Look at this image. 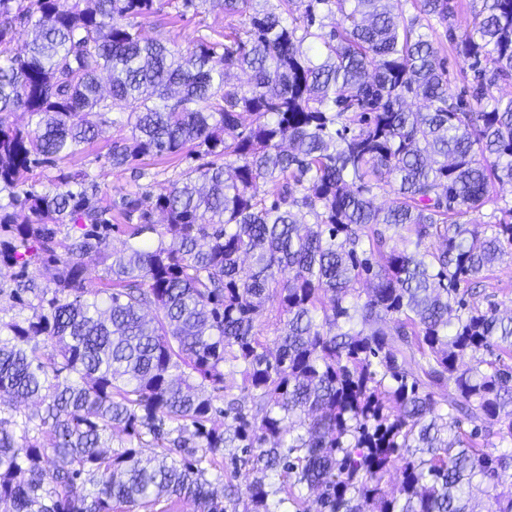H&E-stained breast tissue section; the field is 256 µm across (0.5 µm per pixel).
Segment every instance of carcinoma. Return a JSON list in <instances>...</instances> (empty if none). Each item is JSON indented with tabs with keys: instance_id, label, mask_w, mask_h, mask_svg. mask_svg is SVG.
Here are the masks:
<instances>
[{
	"instance_id": "1",
	"label": "carcinoma",
	"mask_w": 512,
	"mask_h": 512,
	"mask_svg": "<svg viewBox=\"0 0 512 512\" xmlns=\"http://www.w3.org/2000/svg\"><path fill=\"white\" fill-rule=\"evenodd\" d=\"M58 2L0 0V265L37 310L0 316V512H310L304 485L315 512H479L480 496L512 512V449L490 450L512 441V314L470 292L512 266L496 192L512 97L494 94L512 82V0H483L459 35L454 0H200L244 21L186 53L136 22L155 0ZM18 23L31 40L12 55ZM440 28L471 77L456 96ZM114 100L131 136L112 167L212 160L123 197L110 252L96 191L26 186ZM19 109L35 127L9 123ZM92 252L106 276L89 290ZM270 295L273 350L255 332ZM237 387L251 407L214 405ZM226 448L248 483L219 495Z\"/></svg>"
}]
</instances>
